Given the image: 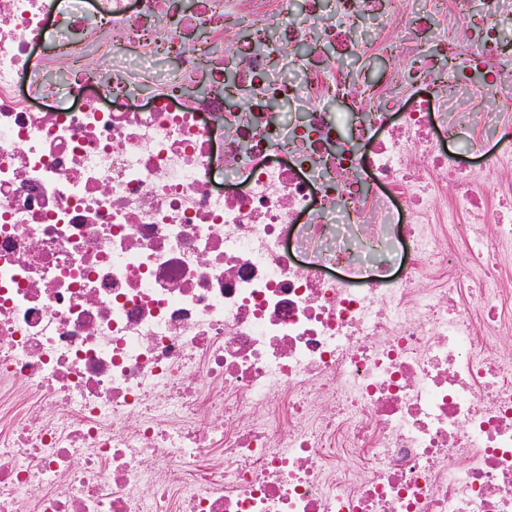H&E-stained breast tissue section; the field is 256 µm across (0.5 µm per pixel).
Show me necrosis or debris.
<instances>
[{
	"label": "necrosis or debris",
	"instance_id": "4bbe7bcc",
	"mask_svg": "<svg viewBox=\"0 0 512 512\" xmlns=\"http://www.w3.org/2000/svg\"><path fill=\"white\" fill-rule=\"evenodd\" d=\"M507 27L0 0V512H512Z\"/></svg>",
	"mask_w": 512,
	"mask_h": 512
}]
</instances>
